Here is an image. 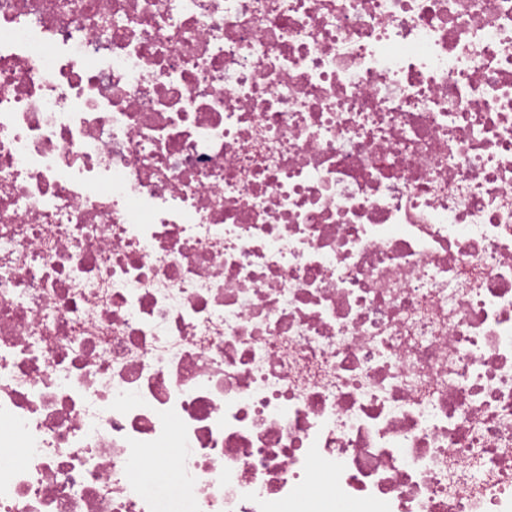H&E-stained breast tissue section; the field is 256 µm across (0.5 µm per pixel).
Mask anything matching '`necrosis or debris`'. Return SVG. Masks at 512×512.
<instances>
[{
    "label": "necrosis or debris",
    "instance_id": "necrosis-or-debris-1",
    "mask_svg": "<svg viewBox=\"0 0 512 512\" xmlns=\"http://www.w3.org/2000/svg\"><path fill=\"white\" fill-rule=\"evenodd\" d=\"M0 512H512V0H0Z\"/></svg>",
    "mask_w": 512,
    "mask_h": 512
}]
</instances>
